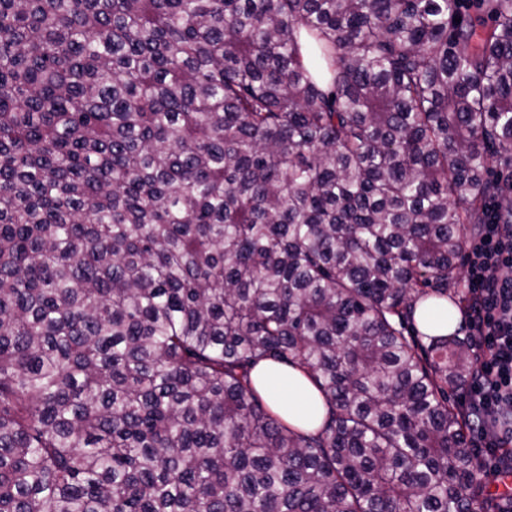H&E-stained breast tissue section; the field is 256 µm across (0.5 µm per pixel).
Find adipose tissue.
I'll use <instances>...</instances> for the list:
<instances>
[{
	"mask_svg": "<svg viewBox=\"0 0 512 512\" xmlns=\"http://www.w3.org/2000/svg\"><path fill=\"white\" fill-rule=\"evenodd\" d=\"M252 378L272 410L288 423L306 431L316 430L321 425L327 407L303 371L264 363L253 371Z\"/></svg>",
	"mask_w": 512,
	"mask_h": 512,
	"instance_id": "1",
	"label": "adipose tissue"
}]
</instances>
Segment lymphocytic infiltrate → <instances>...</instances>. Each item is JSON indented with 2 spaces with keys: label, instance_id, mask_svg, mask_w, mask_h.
Instances as JSON below:
<instances>
[{
  "label": "lymphocytic infiltrate",
  "instance_id": "obj_1",
  "mask_svg": "<svg viewBox=\"0 0 512 512\" xmlns=\"http://www.w3.org/2000/svg\"><path fill=\"white\" fill-rule=\"evenodd\" d=\"M499 196L466 244L467 334L475 351L466 417L485 456L512 445V223L501 221Z\"/></svg>",
  "mask_w": 512,
  "mask_h": 512
}]
</instances>
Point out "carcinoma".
<instances>
[{
    "mask_svg": "<svg viewBox=\"0 0 512 512\" xmlns=\"http://www.w3.org/2000/svg\"><path fill=\"white\" fill-rule=\"evenodd\" d=\"M470 2L0 0V512H474L471 347L415 321L512 153ZM252 378L272 410L288 423L306 431H315L321 425L327 407L303 371L263 363L252 372Z\"/></svg>",
    "mask_w": 512,
    "mask_h": 512,
    "instance_id": "cac0c4a2",
    "label": "carcinoma"
}]
</instances>
